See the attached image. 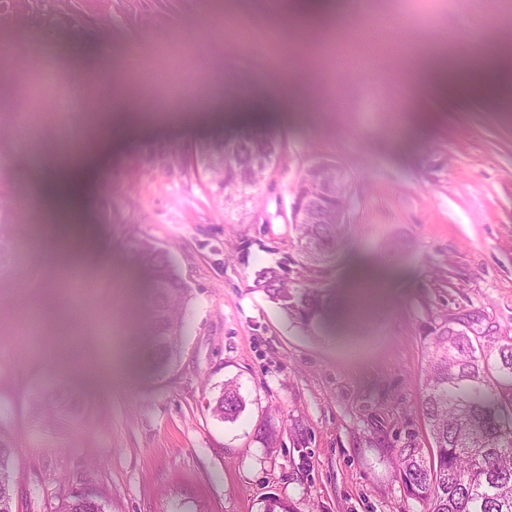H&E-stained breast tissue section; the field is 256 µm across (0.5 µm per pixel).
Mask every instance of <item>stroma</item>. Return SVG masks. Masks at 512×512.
I'll list each match as a JSON object with an SVG mask.
<instances>
[{
	"mask_svg": "<svg viewBox=\"0 0 512 512\" xmlns=\"http://www.w3.org/2000/svg\"><path fill=\"white\" fill-rule=\"evenodd\" d=\"M271 0H45L0 6L10 54L0 121L30 84L38 155L0 151V430L16 463L17 512H56L74 491L106 512H423L397 450L424 430L420 389L432 328L512 342V61L493 94L426 87L429 58L470 65L498 52L512 6L477 18L469 0H364L361 14L299 26ZM33 55L40 70L20 64ZM110 56L156 120L134 125L90 169L80 221L98 249L75 282L57 280L32 225L35 161L70 159ZM247 91L253 112L203 115L194 85ZM79 96L58 111L70 89ZM273 133L280 150L243 206L217 204L189 160L205 139ZM344 171L348 225L333 257L306 261L291 226L293 191L317 161ZM167 253L192 294L178 356L153 369L149 272L133 246ZM329 292L330 313L302 325L253 288L260 267ZM76 295L85 314L59 345ZM236 381L235 421L210 402ZM63 384L78 419L34 430L30 400Z\"/></svg>",
	"mask_w": 512,
	"mask_h": 512,
	"instance_id": "35a3bbf8",
	"label": "stroma"
}]
</instances>
